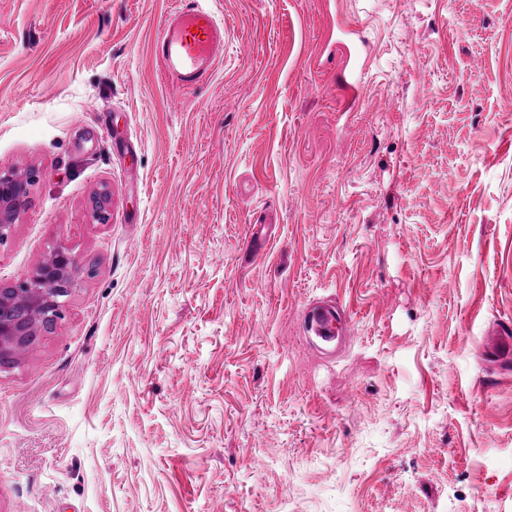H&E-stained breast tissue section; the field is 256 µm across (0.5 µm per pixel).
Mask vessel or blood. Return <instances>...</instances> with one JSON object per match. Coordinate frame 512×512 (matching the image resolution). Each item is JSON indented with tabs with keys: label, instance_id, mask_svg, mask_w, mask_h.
I'll list each match as a JSON object with an SVG mask.
<instances>
[{
	"label": "vessel or blood",
	"instance_id": "vessel-or-blood-1",
	"mask_svg": "<svg viewBox=\"0 0 512 512\" xmlns=\"http://www.w3.org/2000/svg\"><path fill=\"white\" fill-rule=\"evenodd\" d=\"M339 44L344 57L338 82L343 88L346 107L360 98L361 79L367 66L362 50L366 42L351 25L339 29ZM224 49V27L206 0H183L180 7L166 17L153 43V54L165 80L181 87L208 82ZM304 327L314 345L335 350L346 335V317L335 303L312 302Z\"/></svg>",
	"mask_w": 512,
	"mask_h": 512
}]
</instances>
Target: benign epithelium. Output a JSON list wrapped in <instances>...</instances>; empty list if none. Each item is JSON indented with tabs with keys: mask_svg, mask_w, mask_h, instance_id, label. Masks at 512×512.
<instances>
[{
	"mask_svg": "<svg viewBox=\"0 0 512 512\" xmlns=\"http://www.w3.org/2000/svg\"><path fill=\"white\" fill-rule=\"evenodd\" d=\"M36 179L33 170H0L1 243L8 239L17 215L28 204L29 188ZM75 266V256L58 245L18 286L0 289V354L21 337L40 335L46 320L61 315L62 297L49 284L59 278L71 279Z\"/></svg>",
	"mask_w": 512,
	"mask_h": 512,
	"instance_id": "benign-epithelium-1",
	"label": "benign epithelium"
}]
</instances>
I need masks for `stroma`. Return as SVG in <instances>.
<instances>
[{
  "label": "stroma",
  "mask_w": 512,
  "mask_h": 512,
  "mask_svg": "<svg viewBox=\"0 0 512 512\" xmlns=\"http://www.w3.org/2000/svg\"><path fill=\"white\" fill-rule=\"evenodd\" d=\"M174 2L0 0V169L38 174L0 286L77 262L0 369V512H512V0H210L186 89ZM205 2L179 1L153 43L162 76L183 88L207 83L224 49L223 24ZM339 32L338 43L344 60L337 80L346 94L345 107L351 108L360 99L361 79L367 66V58L362 53L366 42L361 32L349 24L340 27ZM304 327L313 344L335 351L346 338V316L331 301H314L305 313Z\"/></svg>",
  "instance_id": "1"
}]
</instances>
